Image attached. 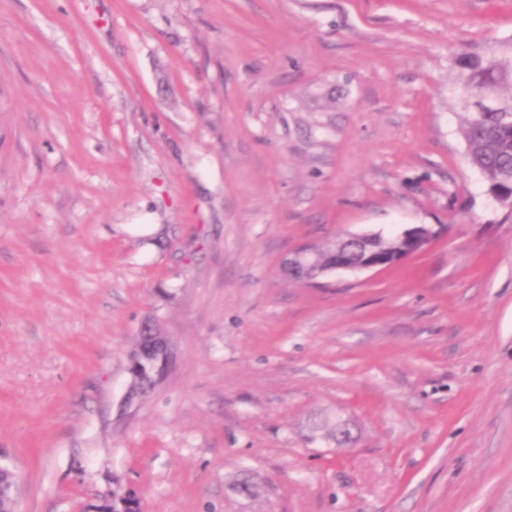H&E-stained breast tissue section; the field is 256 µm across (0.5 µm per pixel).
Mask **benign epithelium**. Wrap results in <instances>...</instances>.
Segmentation results:
<instances>
[{"label": "benign epithelium", "instance_id": "1", "mask_svg": "<svg viewBox=\"0 0 512 512\" xmlns=\"http://www.w3.org/2000/svg\"><path fill=\"white\" fill-rule=\"evenodd\" d=\"M446 231L447 228L442 224L435 229L427 225L406 228L393 236L397 247L384 259L372 246L375 234L369 232L350 233L336 238L331 261L323 267H318L314 272L310 269V262L315 259L319 247L308 246L300 249L288 259L286 265L288 276L303 285H313L318 283L320 278L333 272L360 273L387 269L424 251ZM352 250L358 256V260L354 263L349 262L347 258V253ZM138 335H150L152 340L141 345L135 344L134 359L143 358L150 362L155 370L156 378L163 379L172 367L174 351L170 343L161 335L158 321L153 318L144 321L139 328Z\"/></svg>", "mask_w": 512, "mask_h": 512}]
</instances>
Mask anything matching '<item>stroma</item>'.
<instances>
[{
	"mask_svg": "<svg viewBox=\"0 0 512 512\" xmlns=\"http://www.w3.org/2000/svg\"><path fill=\"white\" fill-rule=\"evenodd\" d=\"M510 40L512 0H0L18 512H512V219L451 93ZM416 224L404 264L283 273ZM149 315L175 361L127 407ZM444 225H438L437 229L427 225H417L404 229L398 235L393 236L397 242L394 251L386 254L383 260L379 253L384 254L390 250L392 239L382 236L377 240L378 252L372 246V240L376 233L362 232L350 233L336 238L333 242L334 253L328 265L319 266L315 272H311L310 262L315 259L317 246H308L300 249L293 257L288 259L286 265L288 276L303 285H313L318 280L333 272L360 273L364 271L383 270L401 264L406 259L424 251L433 241L447 232ZM355 251L358 256L356 263L355 255L347 253ZM328 257V249L318 253L317 262H325ZM88 511H96V512H140L139 509V500L135 493H132L131 496L118 499H110L105 500L104 502L100 501L97 504H90L88 506Z\"/></svg>",
	"mask_w": 512,
	"mask_h": 512,
	"instance_id": "1",
	"label": "stroma"
}]
</instances>
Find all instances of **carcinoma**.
<instances>
[{
	"label": "carcinoma",
	"mask_w": 512,
	"mask_h": 512,
	"mask_svg": "<svg viewBox=\"0 0 512 512\" xmlns=\"http://www.w3.org/2000/svg\"><path fill=\"white\" fill-rule=\"evenodd\" d=\"M459 80L453 89L461 103L460 131L469 163L486 186L512 213V125H504L499 113L476 103L473 98L491 85L495 95L512 104V46L462 57ZM90 512H140L136 495L110 499L88 506Z\"/></svg>",
	"instance_id": "carcinoma-1"
}]
</instances>
